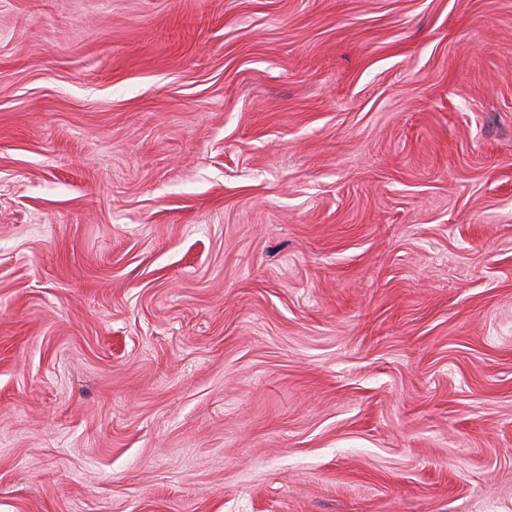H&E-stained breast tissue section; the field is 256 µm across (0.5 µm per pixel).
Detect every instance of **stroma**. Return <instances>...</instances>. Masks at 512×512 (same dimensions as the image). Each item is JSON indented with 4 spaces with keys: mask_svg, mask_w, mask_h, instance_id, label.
<instances>
[{
    "mask_svg": "<svg viewBox=\"0 0 512 512\" xmlns=\"http://www.w3.org/2000/svg\"><path fill=\"white\" fill-rule=\"evenodd\" d=\"M0 512H512V0H0Z\"/></svg>",
    "mask_w": 512,
    "mask_h": 512,
    "instance_id": "35a3bbf8",
    "label": "stroma"
}]
</instances>
